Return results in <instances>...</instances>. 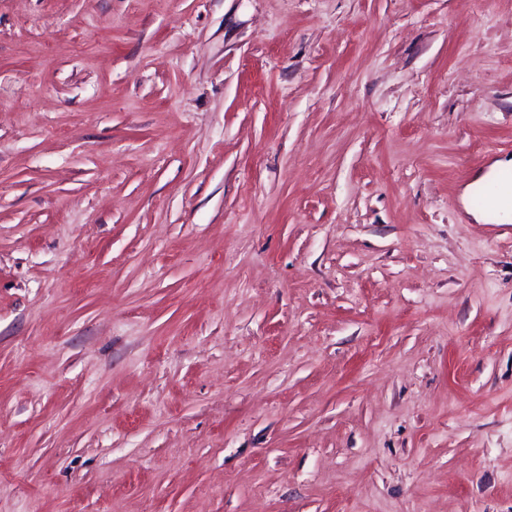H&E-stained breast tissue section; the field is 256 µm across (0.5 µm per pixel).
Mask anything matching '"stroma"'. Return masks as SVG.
<instances>
[{
    "mask_svg": "<svg viewBox=\"0 0 512 512\" xmlns=\"http://www.w3.org/2000/svg\"><path fill=\"white\" fill-rule=\"evenodd\" d=\"M512 0H0V512H512Z\"/></svg>",
    "mask_w": 512,
    "mask_h": 512,
    "instance_id": "1",
    "label": "stroma"
}]
</instances>
